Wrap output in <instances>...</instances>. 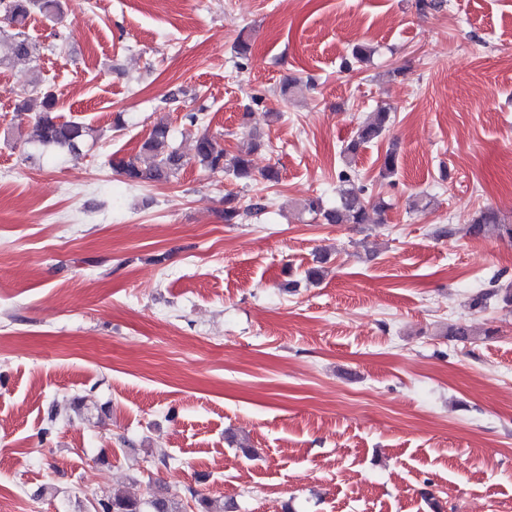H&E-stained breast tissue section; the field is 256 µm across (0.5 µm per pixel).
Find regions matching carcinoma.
<instances>
[{
  "label": "carcinoma",
  "mask_w": 512,
  "mask_h": 512,
  "mask_svg": "<svg viewBox=\"0 0 512 512\" xmlns=\"http://www.w3.org/2000/svg\"><path fill=\"white\" fill-rule=\"evenodd\" d=\"M35 11L54 15L61 11L60 0H0V22L16 29L7 34L0 29V63L10 60L27 59L34 55L35 45L24 36L22 28ZM14 112L22 115L34 114L31 139L45 147L76 152L90 136L92 129L76 122H61L57 115V97L47 88L22 97L15 105ZM391 124V112L380 108L360 125L353 138L344 148V154L354 159L364 146L378 140ZM259 147L253 142L247 148L233 153L224 149L213 137L203 132L193 144L192 159L201 168L211 173H224L238 181L248 182L254 179L250 155ZM398 163L397 148H389L381 161V174L390 178L396 174ZM185 164V156L171 140L170 129L164 120L156 122L149 137L139 152L121 157L113 166L126 181L136 184L145 181L161 180L175 176ZM338 179L342 188L336 204L324 206L319 197H310L303 202V209L313 217H322L326 224H367L370 211H383V201L374 203L367 196L366 188L358 182L355 171H341ZM263 207L243 209L238 206L236 197H224L223 218L226 224H238L244 217L260 212ZM467 233L474 237L496 236L512 242V224H504L496 211L487 209L469 225ZM498 277L489 281V287L475 293L471 298L474 309H484L489 300L497 298L503 307L512 311V287L496 286ZM96 512H185L178 500L163 492V488L147 485V496L133 497L122 492L107 500L98 501Z\"/></svg>",
  "instance_id": "1"
}]
</instances>
